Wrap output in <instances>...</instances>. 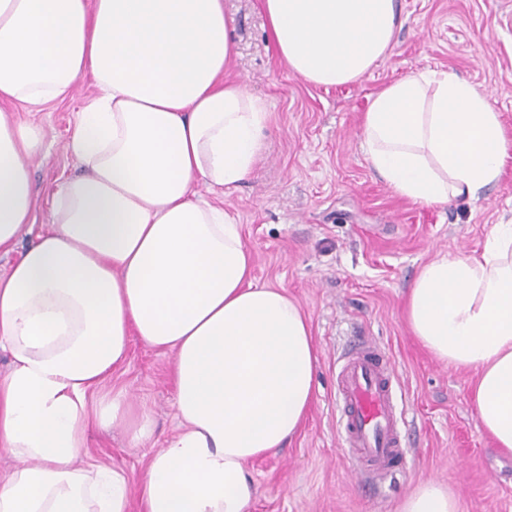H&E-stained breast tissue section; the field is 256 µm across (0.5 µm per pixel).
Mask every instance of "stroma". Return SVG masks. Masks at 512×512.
<instances>
[{
    "mask_svg": "<svg viewBox=\"0 0 512 512\" xmlns=\"http://www.w3.org/2000/svg\"><path fill=\"white\" fill-rule=\"evenodd\" d=\"M401 6L402 26L373 72L354 84L321 87L281 62L261 0H224L236 48L229 76L269 112L263 151L224 206L241 227L255 281L284 289L301 307L318 351L315 397L303 427L284 448L246 466L258 488L248 512H398L426 480L447 487L459 512H512V455L496 452L478 426L472 374L435 360L402 315L406 291L425 263L481 251L493 225L512 219V156L501 180L476 199L413 203L374 173L360 127L377 91L429 68L485 91L512 136V0H401ZM94 94L86 75L68 100L0 105L44 133V157L30 167L32 225L9 251L0 250L1 278L50 224L56 183L80 173L65 145ZM362 332L386 348L414 417L409 470L367 482L349 473L336 428L338 360L350 349L349 337ZM171 362V354L131 341L126 361L100 391H124L134 412H148L153 438L134 448L123 426L92 431L82 465L121 470L134 484L144 478L177 427Z\"/></svg>",
    "mask_w": 512,
    "mask_h": 512,
    "instance_id": "35a3bbf8",
    "label": "stroma"
}]
</instances>
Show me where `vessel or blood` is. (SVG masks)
<instances>
[{"label":"vessel or blood","mask_w":512,"mask_h":512,"mask_svg":"<svg viewBox=\"0 0 512 512\" xmlns=\"http://www.w3.org/2000/svg\"><path fill=\"white\" fill-rule=\"evenodd\" d=\"M339 378L341 441L351 474H387L404 465L407 421L397 410L396 369L385 348L359 339L345 356Z\"/></svg>","instance_id":"obj_1"}]
</instances>
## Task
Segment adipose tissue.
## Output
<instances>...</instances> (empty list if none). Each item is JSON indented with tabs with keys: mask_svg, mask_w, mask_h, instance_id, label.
Returning a JSON list of instances; mask_svg holds the SVG:
<instances>
[{
	"mask_svg": "<svg viewBox=\"0 0 512 512\" xmlns=\"http://www.w3.org/2000/svg\"><path fill=\"white\" fill-rule=\"evenodd\" d=\"M289 70L324 87L361 80L400 25L398 0H262ZM224 0H0V102L42 105L91 74L98 93L67 149L81 175L57 185L49 228L0 278V447L24 465L0 479V512H248L247 464L302 427L315 395L311 322L256 284L230 195L261 154L268 114L241 81ZM363 147L399 196L472 199L512 150L487 94L422 69L376 93ZM37 124L0 113V248L31 222ZM404 318L440 362L471 371L479 427L512 454V223L481 252L426 263ZM172 354L180 420L138 493L123 472L78 466L91 425L125 422L122 396L89 391L131 336ZM399 512H459L429 480Z\"/></svg>",
	"mask_w": 512,
	"mask_h": 512,
	"instance_id": "adipose-tissue-1",
	"label": "adipose tissue"
}]
</instances>
